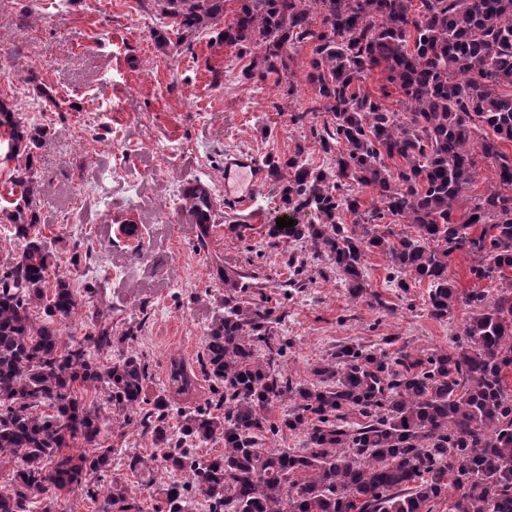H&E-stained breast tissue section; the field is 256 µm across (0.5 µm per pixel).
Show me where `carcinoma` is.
I'll return each instance as SVG.
<instances>
[{
	"mask_svg": "<svg viewBox=\"0 0 512 512\" xmlns=\"http://www.w3.org/2000/svg\"><path fill=\"white\" fill-rule=\"evenodd\" d=\"M156 2L186 29L224 14V0ZM303 43L311 45L307 80L317 93L310 111L333 116L313 137L334 169L309 168L300 150L286 160L268 156L282 202L319 219L292 225L288 237L325 253L354 300L367 288L365 255L386 256L396 287L408 291V275L429 282L432 317H448L459 303L470 309L461 337L424 359L402 352L391 361L383 351L343 345L313 369L314 381L296 382L281 367L288 343L272 330V311L250 304L245 288L226 278L234 294L198 359L210 397L177 410L170 426V397H146L147 360L122 352L100 365L88 357L89 345L110 352L135 341L140 324L114 336L112 320L98 312L91 334L62 345L59 325L77 301L36 229L41 189L32 149L44 129L27 128L0 101L5 160L25 155L11 182L10 214L25 247L0 273V469L12 467L0 484V512H56L61 494L110 468L102 416L84 400L91 389L107 393L126 423L147 405L141 424L173 480L158 486L148 476L142 488L164 498L163 512H193L196 490L210 512H433L451 485L448 512H512V196L501 192L512 186V156L503 151L512 144V93L501 92L512 88V0H240L218 46L263 45L262 74L284 76L292 62L284 49ZM376 70L399 89L402 110L356 89ZM479 158L492 164L497 183L473 196ZM350 180L374 187L378 205L360 210ZM185 197L204 250L211 194L199 184ZM461 201L468 208L459 223L452 215ZM343 212L352 227L340 222ZM390 215L416 236L380 230ZM457 252L470 259L471 277L494 282V291H459L448 274ZM170 381L185 397L197 376L173 357ZM278 401L292 406L273 421ZM353 412L366 422H349ZM287 430L302 432L304 446L265 448ZM217 439L224 454L196 458L194 447ZM78 441L95 454L63 452ZM98 512L141 510L114 479Z\"/></svg>",
	"mask_w": 512,
	"mask_h": 512,
	"instance_id": "carcinoma-1",
	"label": "carcinoma"
}]
</instances>
